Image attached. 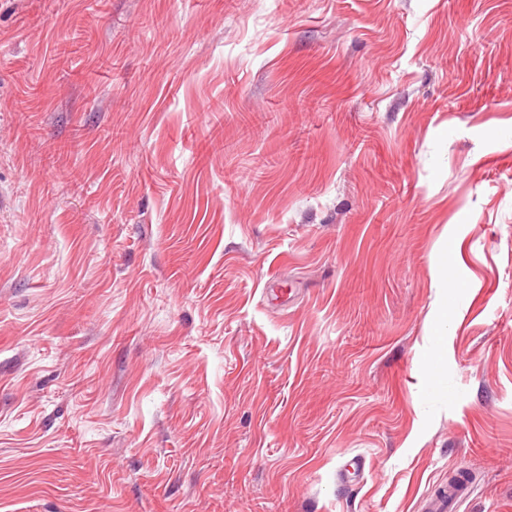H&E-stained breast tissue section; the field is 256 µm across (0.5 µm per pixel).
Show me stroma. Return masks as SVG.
<instances>
[{"mask_svg": "<svg viewBox=\"0 0 512 512\" xmlns=\"http://www.w3.org/2000/svg\"><path fill=\"white\" fill-rule=\"evenodd\" d=\"M458 474L512 512V0H0V512Z\"/></svg>", "mask_w": 512, "mask_h": 512, "instance_id": "35a3bbf8", "label": "stroma"}]
</instances>
